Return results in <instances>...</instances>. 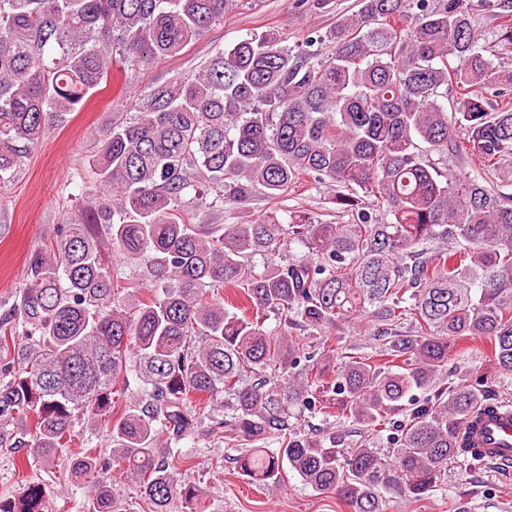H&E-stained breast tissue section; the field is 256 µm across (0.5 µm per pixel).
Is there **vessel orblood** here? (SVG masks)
<instances>
[{
  "instance_id": "vessel-or-blood-1",
  "label": "vessel or blood",
  "mask_w": 512,
  "mask_h": 512,
  "mask_svg": "<svg viewBox=\"0 0 512 512\" xmlns=\"http://www.w3.org/2000/svg\"><path fill=\"white\" fill-rule=\"evenodd\" d=\"M465 436L472 452L486 461L512 459V408L482 409L468 421Z\"/></svg>"
}]
</instances>
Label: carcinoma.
<instances>
[{"mask_svg":"<svg viewBox=\"0 0 512 512\" xmlns=\"http://www.w3.org/2000/svg\"><path fill=\"white\" fill-rule=\"evenodd\" d=\"M226 2L0 0V183L115 59L177 55ZM498 6V44L512 52V0ZM510 90L467 0H359L298 45L254 34L153 88L100 132L91 170L105 193L32 252L0 316V448L52 461L77 437L75 417L106 426L108 458L92 448L69 468L96 512H124L116 472L150 512H198L174 448L213 433L241 447L238 468L260 485L289 469L353 512H383L385 491L426 497L465 457L467 417L490 403L444 378L455 341L487 339L512 372V197L446 169L450 156L490 173L512 162V108L489 101ZM306 178L333 186L352 221L278 216ZM257 192L274 207L246 223L189 218L190 204L221 215ZM293 244L307 255L287 259ZM109 248L147 270L148 296L125 294ZM354 316L374 322L369 352L341 336L306 351L304 336ZM131 371L142 391L119 412ZM296 410L327 430L294 432ZM347 423L364 438L346 441ZM50 499L28 483L0 512H53Z\"/></svg>","mask_w":512,"mask_h":512,"instance_id":"obj_1","label":"carcinoma"}]
</instances>
